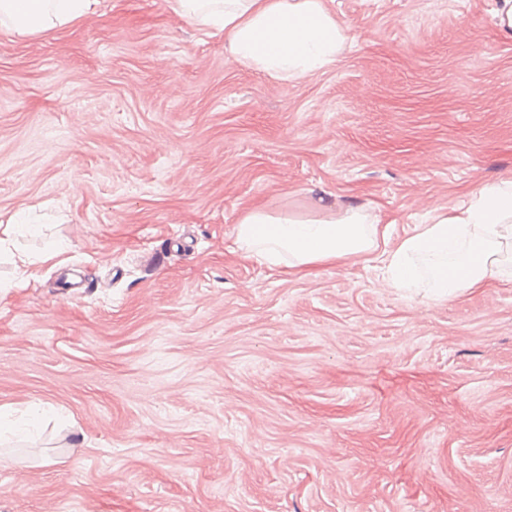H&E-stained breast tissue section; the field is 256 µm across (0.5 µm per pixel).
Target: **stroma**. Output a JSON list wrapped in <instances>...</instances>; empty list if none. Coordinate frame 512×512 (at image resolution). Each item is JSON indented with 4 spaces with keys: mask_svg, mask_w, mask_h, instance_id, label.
Instances as JSON below:
<instances>
[{
    "mask_svg": "<svg viewBox=\"0 0 512 512\" xmlns=\"http://www.w3.org/2000/svg\"><path fill=\"white\" fill-rule=\"evenodd\" d=\"M352 45L274 80L167 0L0 32V512H512V283L436 302L236 248L249 206L393 236L512 177L497 0H329ZM18 224H1L0 228V256L10 253L15 268L19 271V277L14 286L17 288H26L38 278L36 266L40 263H46L60 257L63 249L59 244L46 247L38 256H31L24 251H20L12 242L11 234L15 232L14 228ZM5 235V236H3ZM12 246L17 251H12ZM40 410L39 406L36 404L28 406L24 411H21L19 416L14 420H9L8 422L2 423V418L12 416V412H19V410L6 409L5 407H0V446L10 441L11 436H20L23 435L27 429V419L26 416L35 415Z\"/></svg>",
    "mask_w": 512,
    "mask_h": 512,
    "instance_id": "35a3bbf8",
    "label": "stroma"
}]
</instances>
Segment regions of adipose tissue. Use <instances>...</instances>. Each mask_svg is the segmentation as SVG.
I'll return each mask as SVG.
<instances>
[{
  "instance_id": "ef3b65f1",
  "label": "adipose tissue",
  "mask_w": 512,
  "mask_h": 512,
  "mask_svg": "<svg viewBox=\"0 0 512 512\" xmlns=\"http://www.w3.org/2000/svg\"><path fill=\"white\" fill-rule=\"evenodd\" d=\"M100 0H0V28L31 37L72 25L94 13ZM171 14L223 34L240 64L289 80L333 65L347 36L327 0H167ZM13 225L0 226V256L11 254L25 288L36 267L60 257L54 244L40 255L13 251ZM236 244L269 268L307 275L322 266L372 263L379 278L399 290L424 289L448 301L496 283L512 282V178L487 182L427 224L399 239L389 225L351 207L340 217L298 219L262 207L242 212Z\"/></svg>"
}]
</instances>
